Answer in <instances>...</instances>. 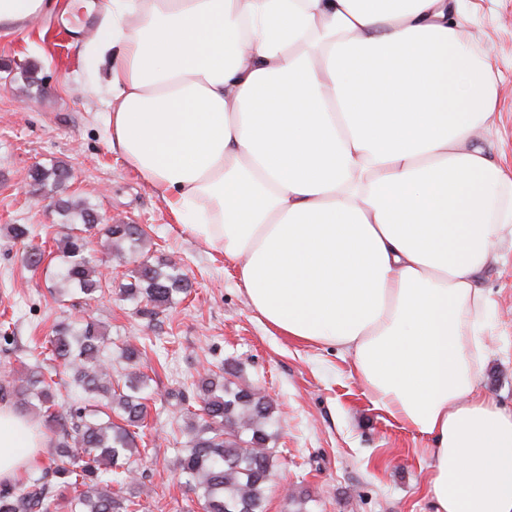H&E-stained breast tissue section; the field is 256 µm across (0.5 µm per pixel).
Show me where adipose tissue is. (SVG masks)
Instances as JSON below:
<instances>
[{
    "label": "adipose tissue",
    "mask_w": 512,
    "mask_h": 512,
    "mask_svg": "<svg viewBox=\"0 0 512 512\" xmlns=\"http://www.w3.org/2000/svg\"><path fill=\"white\" fill-rule=\"evenodd\" d=\"M454 0H108L110 146L238 269L267 326L340 348L430 460L434 512H512L478 286L512 241L492 64ZM46 446L0 405V483Z\"/></svg>",
    "instance_id": "obj_1"
}]
</instances>
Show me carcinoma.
I'll list each match as a JSON object with an SVG mask.
<instances>
[{
    "label": "carcinoma",
    "mask_w": 512,
    "mask_h": 512,
    "mask_svg": "<svg viewBox=\"0 0 512 512\" xmlns=\"http://www.w3.org/2000/svg\"><path fill=\"white\" fill-rule=\"evenodd\" d=\"M70 178L68 168H35L28 175L32 193L61 188ZM58 208L72 216L66 231L54 239L56 250L32 248L23 259L39 268L48 255L61 264L54 273L60 295L72 288L87 300L96 299L106 282L100 263L83 232L98 224L94 208L73 198L57 200ZM104 247L122 256L143 242L146 232L137 224L105 226ZM119 292L139 312L156 313L190 294L191 282L173 259L153 260L142 255L133 260ZM134 366L140 349L130 343L116 347L99 322L62 321L41 345L42 359L20 377L0 381V399L13 397L23 407L39 409L57 429L50 463L38 477L18 489H0V512H44L54 487L64 493L66 512H147V507L124 496L136 483L149 443L138 448L147 416L144 393L151 378L131 370L112 371V354ZM70 372L72 388L85 395L84 405L67 416L58 414L60 383L56 367ZM194 386L200 405L196 410L176 398L179 418L187 421L188 439L172 461L173 469L203 500L205 512H266V491L278 467L276 451L269 447V426L276 405L257 387L239 380L234 365L220 373L198 375Z\"/></svg>",
    "instance_id": "carcinoma-1"
}]
</instances>
